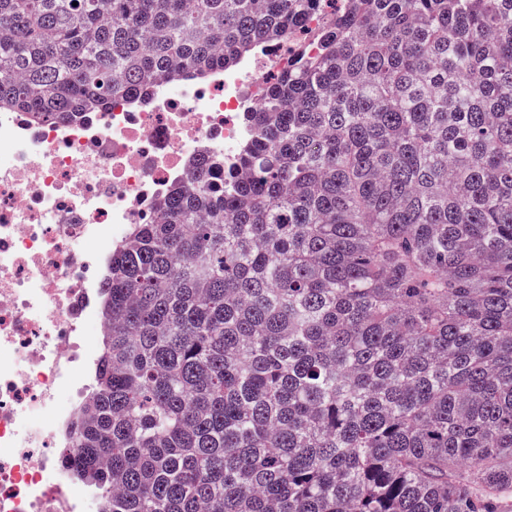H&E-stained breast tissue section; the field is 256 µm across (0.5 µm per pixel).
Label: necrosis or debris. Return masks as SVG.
I'll return each instance as SVG.
<instances>
[{
  "instance_id": "4bbe7bcc",
  "label": "necrosis or debris",
  "mask_w": 512,
  "mask_h": 512,
  "mask_svg": "<svg viewBox=\"0 0 512 512\" xmlns=\"http://www.w3.org/2000/svg\"><path fill=\"white\" fill-rule=\"evenodd\" d=\"M333 15L233 71L150 89L136 104L41 120L0 110V512H98L57 448L87 394L105 264L192 161L231 162L264 104L271 71L314 50Z\"/></svg>"
}]
</instances>
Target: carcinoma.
<instances>
[{
    "mask_svg": "<svg viewBox=\"0 0 512 512\" xmlns=\"http://www.w3.org/2000/svg\"><path fill=\"white\" fill-rule=\"evenodd\" d=\"M322 0H0V108L230 70ZM236 165L112 251L101 512H512V0H342Z\"/></svg>",
    "mask_w": 512,
    "mask_h": 512,
    "instance_id": "1",
    "label": "carcinoma"
}]
</instances>
